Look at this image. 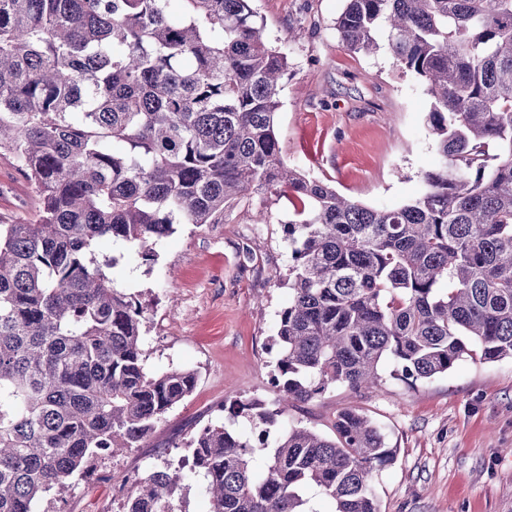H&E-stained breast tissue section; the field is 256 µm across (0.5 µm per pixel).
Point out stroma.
Segmentation results:
<instances>
[{
	"label": "stroma",
	"mask_w": 512,
	"mask_h": 512,
	"mask_svg": "<svg viewBox=\"0 0 512 512\" xmlns=\"http://www.w3.org/2000/svg\"><path fill=\"white\" fill-rule=\"evenodd\" d=\"M265 35L288 54L277 112L281 155L292 167L371 207L394 208L419 196L438 152L425 88L388 47L348 51L336 20L345 0H255ZM36 193L13 157L0 156V221L36 216ZM267 211V222L255 220ZM288 194L247 193L224 221L179 225L156 260L124 251L113 277L146 309L143 348L150 369L190 368L193 393L160 423L145 447L92 462L68 487L51 492L54 512H122V477L184 456L183 444L239 398L273 400L276 351L270 338L287 287L284 222ZM383 362L381 388L327 392L290 413L292 423L328 435L339 411L356 408L383 427L395 460L371 474L381 512H512V359L480 357L413 386Z\"/></svg>",
	"instance_id": "35a3bbf8"
}]
</instances>
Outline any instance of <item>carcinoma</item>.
I'll return each instance as SVG.
<instances>
[{
  "instance_id": "cac0c4a2",
  "label": "carcinoma",
  "mask_w": 512,
  "mask_h": 512,
  "mask_svg": "<svg viewBox=\"0 0 512 512\" xmlns=\"http://www.w3.org/2000/svg\"><path fill=\"white\" fill-rule=\"evenodd\" d=\"M0 0V155L39 200L0 223V512H43L88 464L141 448L196 385L147 368L145 315L111 275L108 240L155 260L177 224H222L242 194L288 189V306L277 399L234 401L190 436L210 512H380L370 483L396 449L358 409L328 437L296 403L410 385L472 355L512 359V0H347L351 51L386 35L430 97L440 163L422 193L377 209L288 167L275 115L288 55L254 0ZM246 418L251 431L230 424ZM168 464L123 512H176Z\"/></svg>"
}]
</instances>
